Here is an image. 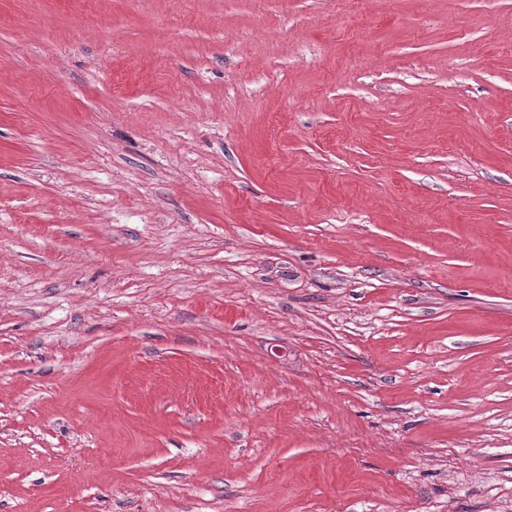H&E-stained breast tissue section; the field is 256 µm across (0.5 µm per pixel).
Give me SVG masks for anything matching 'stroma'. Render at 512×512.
Segmentation results:
<instances>
[{"mask_svg": "<svg viewBox=\"0 0 512 512\" xmlns=\"http://www.w3.org/2000/svg\"><path fill=\"white\" fill-rule=\"evenodd\" d=\"M0 512H512V0H0Z\"/></svg>", "mask_w": 512, "mask_h": 512, "instance_id": "obj_1", "label": "stroma"}]
</instances>
